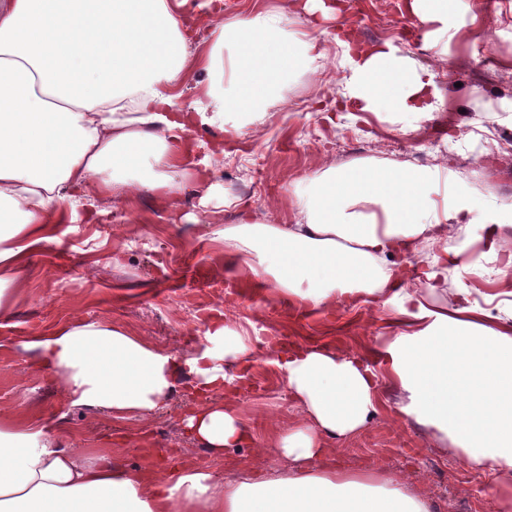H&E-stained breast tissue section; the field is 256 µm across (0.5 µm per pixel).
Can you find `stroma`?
Listing matches in <instances>:
<instances>
[{
	"instance_id": "obj_1",
	"label": "stroma",
	"mask_w": 512,
	"mask_h": 512,
	"mask_svg": "<svg viewBox=\"0 0 512 512\" xmlns=\"http://www.w3.org/2000/svg\"><path fill=\"white\" fill-rule=\"evenodd\" d=\"M364 6L369 21L347 15L326 22V29L346 25L360 42L392 43L401 55L432 68L446 111L410 122L404 131L393 113L349 107L339 94L345 75L341 68L330 67L321 76L300 73L270 106L268 122L232 146L214 181L269 223L292 224L310 173L369 159L419 166L423 153L436 147L440 153L435 165L460 185L467 220L497 231L501 243L512 242V180L498 182L487 175L498 148L485 136L490 127L512 132V112L505 109L512 103V0H494L490 6L483 0H458L461 35L440 58L424 50V34L402 36L408 21L406 0H364ZM491 30L500 39L489 50L482 35ZM488 52L494 57L490 66L483 63ZM400 137L417 143V151L396 156L387 152V145ZM94 211H120L132 221L114 231L94 224ZM182 211L184 220L172 221L145 190L130 201L99 200L93 209H79L75 221L58 225L55 242L31 254L21 275L24 288L8 317H0V338L18 340L75 318L108 320L178 352L202 345L208 326L233 321L253 339L255 358L251 375L256 387L239 395L237 402L256 436L263 438L287 430L298 409L283 386L274 352L255 341L259 321L273 325L289 343H330L352 354L362 353L376 337L397 333L396 315L388 307H302L267 287L237 289L228 303L214 300L207 284L220 288L232 280L214 234L240 211L201 208L197 196L190 194ZM502 283L488 272L484 245L477 241L470 248L469 268H452L447 277L438 278L432 300L453 303L458 289L465 288L480 308H503ZM35 361L31 353L0 352V410L42 417L71 434L74 447L109 444L122 464L171 459L222 477L271 460L269 449L248 444L221 456L202 448L181 426L179 416L190 400L179 393L147 417L124 421L104 410L85 414L71 409L53 376ZM379 396L384 408L378 416L352 438L336 441L337 467L400 473L430 512H512V507L504 508L489 469L467 464L424 426L397 413L403 398L398 388L381 383Z\"/></svg>"
}]
</instances>
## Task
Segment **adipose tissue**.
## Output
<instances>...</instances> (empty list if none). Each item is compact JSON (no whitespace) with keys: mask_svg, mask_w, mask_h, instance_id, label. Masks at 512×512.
<instances>
[{"mask_svg":"<svg viewBox=\"0 0 512 512\" xmlns=\"http://www.w3.org/2000/svg\"><path fill=\"white\" fill-rule=\"evenodd\" d=\"M346 0H290L287 10L224 18L215 0H0V316L10 311L20 271L88 194L147 189L177 209L184 191L202 203L221 197L209 172L223 142L188 163L179 145L197 128L229 138L263 124L288 72L324 69L322 18ZM455 0H409L426 48L453 41ZM215 11L206 47L189 49V27ZM304 13L310 31H288ZM342 93L365 109L409 115L437 111L432 73L389 43L364 45L347 27L332 34ZM206 72L201 94L183 96ZM434 168L365 162L331 166L308 180L293 224L254 216L225 225L224 258L246 279L314 307L376 303L392 308L400 331L376 353L415 418L469 464L512 480V315L470 305L459 289L452 308L429 302L444 270L426 262L404 287L400 258L421 257L452 234L479 239L462 204H431ZM206 346L175 353L109 321L70 320L16 347L37 356L73 408L142 418L175 391L194 406L181 418L216 456L253 441L236 402L238 369L254 360L242 327L207 329ZM276 365L302 409L288 433L272 437L271 464L219 480L198 467H126L108 448H72L47 421L0 411V512H428L402 475L329 465V439H349L383 407L377 374L362 355L297 345Z\"/></svg>","mask_w":512,"mask_h":512,"instance_id":"adipose-tissue-1","label":"adipose tissue"}]
</instances>
